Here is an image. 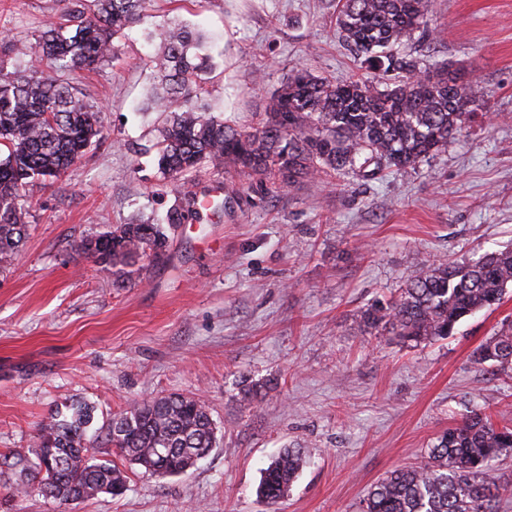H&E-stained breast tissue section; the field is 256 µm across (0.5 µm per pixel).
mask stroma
I'll list each match as a JSON object with an SVG mask.
<instances>
[{"label": "stroma", "instance_id": "stroma-1", "mask_svg": "<svg viewBox=\"0 0 512 512\" xmlns=\"http://www.w3.org/2000/svg\"><path fill=\"white\" fill-rule=\"evenodd\" d=\"M64 6L0 0V29L35 42ZM337 9L338 0H157L115 41L111 62L76 73L83 102L102 108V138L29 190V235L0 271V454L29 447L73 401L92 403L101 424L158 393L202 397L218 442L179 476L130 469L118 497L64 506L0 495V512H361L372 483L424 460L470 411L512 423V370L472 363L512 322V288L442 340L403 344L356 319L418 268L512 247V0H431L426 33L407 41L412 57L453 63L487 93L486 119L416 169L268 193L208 165L165 179L154 164L165 116L140 110L158 81L148 33L180 21L222 44L205 99L255 128L296 66L336 82L369 77L336 29ZM217 186V221L181 224L167 260L132 280L70 251ZM252 385L266 387L262 400L244 399ZM286 447L307 461L273 511L256 487Z\"/></svg>", "mask_w": 512, "mask_h": 512}]
</instances>
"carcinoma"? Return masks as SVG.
I'll use <instances>...</instances> for the list:
<instances>
[{
    "label": "carcinoma",
    "instance_id": "cac0c4a2",
    "mask_svg": "<svg viewBox=\"0 0 512 512\" xmlns=\"http://www.w3.org/2000/svg\"><path fill=\"white\" fill-rule=\"evenodd\" d=\"M151 0H67L58 22L46 24L32 46L0 37V270L11 268L27 235L26 190L63 174L101 138L98 113L79 102L64 76L108 61L114 39L140 22ZM430 0H341L336 27L344 42L373 70L402 74L393 86L375 80L337 83L306 68L292 71L265 100L261 126L242 130L210 111L203 75L213 56L194 30L174 24L160 34L150 62L160 87L152 107L166 114L158 129L156 162L171 178L205 165L224 167L282 190L322 173L374 179L386 170L415 169L444 153L467 126L485 118V91L472 75L448 64L406 58L405 40L426 25ZM17 62L9 70L8 61ZM196 197L171 209L167 225L117 224L70 245L120 276L167 257L170 232L194 213ZM512 287V248L488 252L459 266L443 261L414 271L386 307L359 312V324L402 342L450 336L465 318L498 304ZM473 361L512 370V324L474 353ZM95 408L85 401L53 415L32 446L0 458V484L11 496L42 492L61 504L101 492L127 490L126 466L154 476H176L194 466L199 448H214L217 426L206 403L192 394L158 395L129 405L96 430ZM113 449L99 459L91 448ZM512 454V425L474 410L444 431L427 460L393 470L373 484L363 512H499L507 485L494 464ZM287 448L263 469L257 496L283 499L304 461Z\"/></svg>",
    "mask_w": 512,
    "mask_h": 512
}]
</instances>
